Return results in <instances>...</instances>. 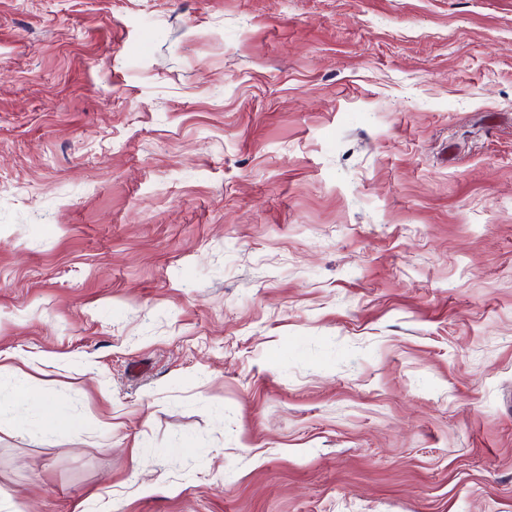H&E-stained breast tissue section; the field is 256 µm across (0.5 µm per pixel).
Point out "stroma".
Instances as JSON below:
<instances>
[{"label": "stroma", "mask_w": 512, "mask_h": 512, "mask_svg": "<svg viewBox=\"0 0 512 512\" xmlns=\"http://www.w3.org/2000/svg\"><path fill=\"white\" fill-rule=\"evenodd\" d=\"M18 366L0 512H512V0H0Z\"/></svg>", "instance_id": "stroma-1"}]
</instances>
